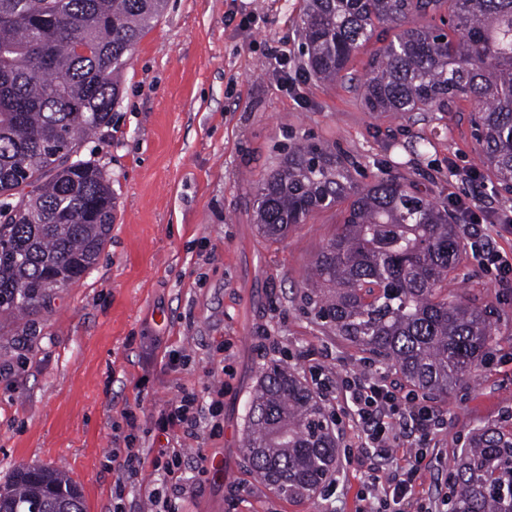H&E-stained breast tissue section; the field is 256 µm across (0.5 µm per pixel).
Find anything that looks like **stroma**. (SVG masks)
Masks as SVG:
<instances>
[{"instance_id": "35a3bbf8", "label": "stroma", "mask_w": 512, "mask_h": 512, "mask_svg": "<svg viewBox=\"0 0 512 512\" xmlns=\"http://www.w3.org/2000/svg\"><path fill=\"white\" fill-rule=\"evenodd\" d=\"M304 0H167L121 76L112 121L84 142L112 179L116 218L91 272L60 289L30 321H0V485L20 466L65 472L86 512H152L151 490L173 512H355L364 472L349 420L334 432L346 454L307 499L273 490L244 450L247 404L264 370L280 364L303 382L400 373L323 326L302 282L343 220L340 208L311 214L273 242L253 220L249 182L266 176L294 142L340 151L358 184L389 173L444 198L478 201L489 218L512 210L491 181L449 176L471 167L478 145L470 101L418 122L379 116L347 86L324 84L305 66ZM288 73L290 82L280 80ZM428 138L425 156L409 152ZM452 287L494 305L496 336L472 387L430 398L445 423L439 460L417 481L421 499L451 484L448 461L470 432L512 428V284L502 287L465 257ZM178 351L183 364L170 366ZM198 396L194 436L159 434L160 410L182 392ZM222 414L212 418L211 399ZM134 409L144 464L127 479L112 451L126 445L122 413ZM179 450L173 474L154 461ZM124 484L122 501L112 491ZM189 485L174 496L175 484Z\"/></svg>"}]
</instances>
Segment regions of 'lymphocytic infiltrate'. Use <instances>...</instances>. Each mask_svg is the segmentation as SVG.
I'll list each match as a JSON object with an SVG mask.
<instances>
[{
  "mask_svg": "<svg viewBox=\"0 0 512 512\" xmlns=\"http://www.w3.org/2000/svg\"><path fill=\"white\" fill-rule=\"evenodd\" d=\"M348 407L346 414L358 429L357 445L369 466L362 479L357 512H430L415 494L425 468L429 442L443 419L414 393L372 374H350L336 382ZM414 449L405 464L379 476L377 461H392L400 440Z\"/></svg>",
  "mask_w": 512,
  "mask_h": 512,
  "instance_id": "lymphocytic-infiltrate-1",
  "label": "lymphocytic infiltrate"
}]
</instances>
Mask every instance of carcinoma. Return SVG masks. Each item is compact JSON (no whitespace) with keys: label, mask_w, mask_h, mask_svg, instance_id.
Wrapping results in <instances>:
<instances>
[{"label":"carcinoma","mask_w":512,"mask_h":512,"mask_svg":"<svg viewBox=\"0 0 512 512\" xmlns=\"http://www.w3.org/2000/svg\"><path fill=\"white\" fill-rule=\"evenodd\" d=\"M164 0H0V318L34 315L82 279L114 222L111 178L80 157L109 124L120 74ZM448 10L454 36L418 20ZM393 38L372 55L359 91L379 115L479 113L474 165L512 185V0H306L301 39L322 83L345 78L377 29ZM254 217L270 240L312 213L344 204L336 235L312 259L304 286L331 332L445 397L472 384L492 343L493 310L449 287L463 251L452 205L406 179L354 182L338 154L296 144L251 184ZM253 471L290 497L314 494L336 462V438L295 372L265 370L246 413ZM452 512H512V431L475 429L453 457ZM22 469L0 486V512H84L62 471Z\"/></svg>","instance_id":"1"}]
</instances>
